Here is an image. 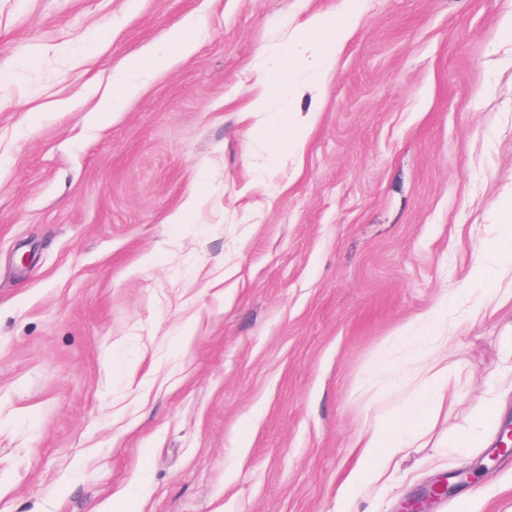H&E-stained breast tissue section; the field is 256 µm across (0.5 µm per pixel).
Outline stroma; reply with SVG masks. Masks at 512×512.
I'll use <instances>...</instances> for the list:
<instances>
[{
  "label": "stroma",
  "mask_w": 512,
  "mask_h": 512,
  "mask_svg": "<svg viewBox=\"0 0 512 512\" xmlns=\"http://www.w3.org/2000/svg\"><path fill=\"white\" fill-rule=\"evenodd\" d=\"M342 2L0 0V512H342L358 435L416 392L374 363L439 307L465 395L357 512L461 468L433 512H512V456L448 446L512 419V302L473 277L512 225V0H358L328 83L250 115L264 50ZM197 32L198 24L194 21L188 22L179 39L154 49L145 59H134L127 71L140 76H150L151 73L167 69L175 56H188L194 50ZM140 84L131 81H118L112 86V96L102 97L94 112L105 117L109 112L122 108L138 92ZM313 114L314 112L309 113L304 123L288 124L284 136L271 143V151L276 154L277 149L280 147L279 143L283 138H288V144L291 145L295 151H301L305 145L308 129L315 121ZM498 411L496 401H490L483 416L474 421L469 431L458 434L449 442V448H454L457 453H468L470 448H475L476 444L484 438L486 423L492 419Z\"/></svg>",
  "instance_id": "1"
}]
</instances>
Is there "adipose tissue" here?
Here are the masks:
<instances>
[{
	"label": "adipose tissue",
	"instance_id": "ef3b65f1",
	"mask_svg": "<svg viewBox=\"0 0 512 512\" xmlns=\"http://www.w3.org/2000/svg\"><path fill=\"white\" fill-rule=\"evenodd\" d=\"M356 10L355 0H346L341 14L313 17L271 51L268 63L260 70L263 91L252 101V111H272L290 94L299 70H306L308 79L315 84H324L329 63L346 42ZM197 32V23L188 22L179 39L154 49L147 58L134 59L129 72L147 76L167 69L174 57L189 55L194 50ZM484 251L485 259L475 267L477 275L495 279L512 271V225H501ZM419 322L432 331L433 337L417 367L419 389L415 399L394 418L387 432H374L360 439L358 463L336 489L341 501L355 503L362 490L386 483L396 470L403 449L412 447L426 433L433 416L453 406L461 397L458 386L448 382V339L436 333V314L423 315Z\"/></svg>",
	"mask_w": 512,
	"mask_h": 512
}]
</instances>
